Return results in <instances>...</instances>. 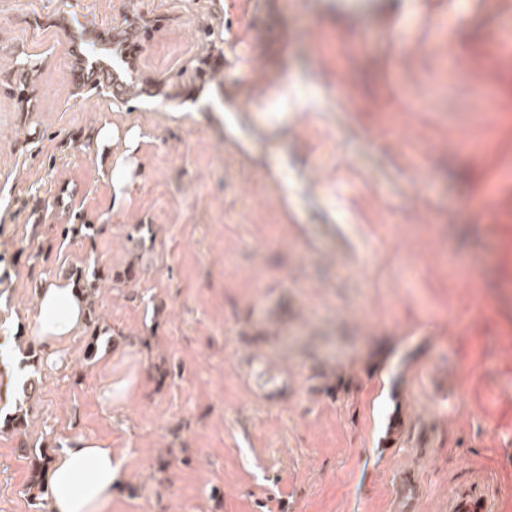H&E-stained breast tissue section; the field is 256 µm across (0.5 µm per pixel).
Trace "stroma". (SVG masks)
I'll return each instance as SVG.
<instances>
[{
    "mask_svg": "<svg viewBox=\"0 0 512 512\" xmlns=\"http://www.w3.org/2000/svg\"><path fill=\"white\" fill-rule=\"evenodd\" d=\"M135 17L126 95L79 88L74 39ZM511 198L512 0H0V350L44 355L49 277L99 275L102 328L0 404V512L78 436L111 512H395L409 468L416 512L472 477L512 512ZM95 140L99 150L105 153L109 174L112 178V191L116 197L120 198L127 188L131 175V167L127 165L130 163V159L125 161L124 156L135 154L140 140V131L138 128L117 127L105 123L96 130ZM118 141L123 145V154L116 153V156H113L111 148L113 149Z\"/></svg>",
    "mask_w": 512,
    "mask_h": 512,
    "instance_id": "stroma-1",
    "label": "stroma"
}]
</instances>
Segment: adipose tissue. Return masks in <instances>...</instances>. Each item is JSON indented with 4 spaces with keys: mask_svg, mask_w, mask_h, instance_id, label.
<instances>
[{
    "mask_svg": "<svg viewBox=\"0 0 512 512\" xmlns=\"http://www.w3.org/2000/svg\"><path fill=\"white\" fill-rule=\"evenodd\" d=\"M95 140L107 154L112 190L122 195L131 175L126 159L134 155L140 131L106 123L96 130ZM118 143L123 146L119 154L113 151ZM36 303V328L43 343L54 347L80 334L88 298L79 281L66 277L45 280L37 290ZM116 473L111 449L92 438H77L55 456L46 473L44 486L51 512H107Z\"/></svg>",
    "mask_w": 512,
    "mask_h": 512,
    "instance_id": "adipose-tissue-1",
    "label": "adipose tissue"
}]
</instances>
